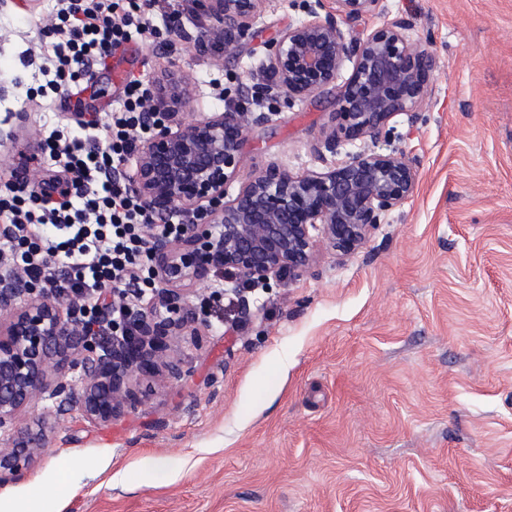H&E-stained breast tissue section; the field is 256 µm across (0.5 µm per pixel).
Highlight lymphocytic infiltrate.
<instances>
[{"label": "lymphocytic infiltrate", "mask_w": 512, "mask_h": 512, "mask_svg": "<svg viewBox=\"0 0 512 512\" xmlns=\"http://www.w3.org/2000/svg\"><path fill=\"white\" fill-rule=\"evenodd\" d=\"M159 0H58L48 25L58 40L39 68L41 88L57 91L96 59L109 57L153 29ZM149 81L129 76L103 137L81 138L52 130L43 141L63 157L65 187L0 197V218L15 225L0 243V258L31 280L80 304L84 331L111 343L128 335L134 300L155 285L149 264L150 234L178 237L185 218L149 212L131 186L127 164L138 142L149 137L154 112Z\"/></svg>", "instance_id": "lymphocytic-infiltrate-1"}]
</instances>
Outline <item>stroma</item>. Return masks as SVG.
Listing matches in <instances>:
<instances>
[{"label":"stroma","instance_id":"obj_1","mask_svg":"<svg viewBox=\"0 0 512 512\" xmlns=\"http://www.w3.org/2000/svg\"><path fill=\"white\" fill-rule=\"evenodd\" d=\"M313 2L266 0L233 55L144 37L126 71L182 81L188 111H223L211 78L235 89ZM55 5L0 7V130L29 112L32 149L44 128L108 122L122 91L102 63L26 97ZM394 18L441 62L416 119L395 116L375 146L417 159L414 195L354 254L320 242L309 272L249 289L250 314L235 278L211 273L203 294L231 305L188 348L191 376L142 380L146 404L110 422L61 417L46 455L0 483V512H512V0H379L351 33ZM335 110L332 92L279 106L237 183L324 169L312 146ZM146 455L175 477L129 482ZM75 459L88 468L72 493Z\"/></svg>","mask_w":512,"mask_h":512}]
</instances>
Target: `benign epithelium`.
<instances>
[{"instance_id":"7a95c632","label":"benign epithelium","mask_w":512,"mask_h":512,"mask_svg":"<svg viewBox=\"0 0 512 512\" xmlns=\"http://www.w3.org/2000/svg\"><path fill=\"white\" fill-rule=\"evenodd\" d=\"M333 2L335 12L320 13L323 0H316L307 19L276 31L266 41L259 77L239 82L224 111L188 114L181 91L163 86L156 94L162 117L138 148L132 184L150 212L180 211L190 222L176 239L152 237L150 257L161 287L138 308L133 335L105 347L82 331L75 304L39 291L20 270L0 272L1 483L51 447L45 432L17 427L25 408L49 400L42 413L48 424L71 411L107 422L143 404L135 385L159 368L175 381L191 375L174 351L199 341L206 319L192 297L212 271L231 272L252 287L298 277L314 263V234L332 250L352 253L413 196L416 159L376 151L349 153L322 171L293 174L270 165L229 193L250 133L271 121L269 113L245 106L246 99L292 105L334 87L345 64H353L336 94L340 123L314 146L322 158L344 143L377 142L394 116L416 119L429 97L440 60L409 39L406 22L395 19L354 37L343 25L373 11L379 0ZM194 3L199 29L194 35L183 29L178 38L202 45L219 38L231 51L254 38L265 0Z\"/></svg>"}]
</instances>
